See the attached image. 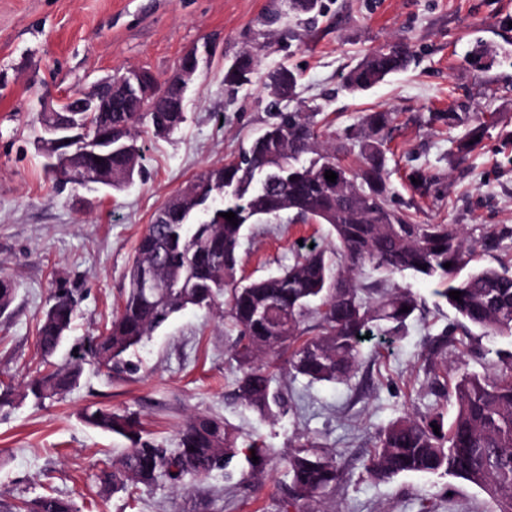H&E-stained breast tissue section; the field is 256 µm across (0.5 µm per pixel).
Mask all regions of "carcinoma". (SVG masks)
Returning a JSON list of instances; mask_svg holds the SVG:
<instances>
[{
    "label": "carcinoma",
    "instance_id": "carcinoma-1",
    "mask_svg": "<svg viewBox=\"0 0 512 512\" xmlns=\"http://www.w3.org/2000/svg\"><path fill=\"white\" fill-rule=\"evenodd\" d=\"M288 9L313 14L321 0H288ZM413 57L410 45L399 41L365 56L345 76L352 92L368 91L387 76L405 69ZM257 53L239 54L224 72V84L234 91L251 81ZM298 77L279 68L268 84L274 101L293 94ZM185 93L176 82L147 112L119 82L112 85V111L89 115L97 136L96 154L76 142L55 143L38 137L47 170L62 185L87 188L102 184L114 190L139 171L142 133L168 134L185 120ZM68 112H41L39 128L65 126ZM448 127H465L449 155L463 160L481 144L488 121H472L467 112H436ZM393 114L368 112L335 137L326 136L316 112H275L264 132L238 157L204 170L172 196L138 240L127 269V290L112 317L107 334L92 348L98 364L109 369L168 318L189 305L211 304L229 293L228 316L238 332L232 352L237 366L236 397L262 415L280 406L282 392L274 384L271 359L289 352L284 369L311 383L347 382L360 362L363 336L377 328L396 335L418 311L411 289L396 281L409 274L434 284L433 294L452 309L459 326L485 335L512 337V275L504 264L475 269L461 280L458 273L474 258L475 248L457 224H417L412 216L390 207L387 180V134ZM350 156L357 167L344 163ZM337 175L335 182L325 172ZM233 212L237 224L221 214ZM288 212L302 221L330 226L335 246L316 247L297 255L294 263L275 274L250 281L236 279L238 250L249 226ZM451 267H444L445 263ZM370 267L383 278L366 281L360 271ZM152 277L161 288H145ZM460 291V300L449 296ZM15 299L12 279L0 277V316ZM408 311H402V308ZM313 314L312 335L299 332ZM75 317L68 293L54 294L39 321L38 347L44 361L52 358L68 336ZM466 346L454 331L430 340L425 374L437 398L454 397L449 419L436 406L426 415H405L378 432L366 464L370 478L392 479L404 473L451 476L490 495L497 512H512V351L497 352L495 370L485 375L460 372L448 386L450 347ZM83 363L73 359L33 375L22 397L37 403L73 390ZM85 422L123 437L117 466L98 476L101 492L115 493L128 485H152L167 480L180 488L184 479L201 480L214 471L228 481L260 480L274 450L259 439L238 443V435L217 416L196 415L179 431L169 448L142 435L132 413L87 408ZM439 433H434L433 426ZM258 457L253 463L252 456ZM288 506L322 501L333 488L337 470L326 449L310 443L284 460ZM16 512H76L74 504L42 495L14 506Z\"/></svg>",
    "mask_w": 512,
    "mask_h": 512
}]
</instances>
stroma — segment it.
I'll use <instances>...</instances> for the list:
<instances>
[{
	"mask_svg": "<svg viewBox=\"0 0 512 512\" xmlns=\"http://www.w3.org/2000/svg\"><path fill=\"white\" fill-rule=\"evenodd\" d=\"M320 15L295 18L285 0H0V274L12 276L16 298L0 317V382L22 390L42 369L37 324L50 296L67 290L76 317L55 357L86 352L120 305L139 237L167 199L206 168L223 164L260 135L270 120L267 77L286 66L300 75L286 111L322 112L332 130L367 112L389 111L393 208L421 224H457L478 243L512 227V0H323ZM222 43L189 84L185 121L165 137L145 134L141 173L118 191L58 188L36 144V117L100 77L142 65L171 77L183 53L211 36ZM411 44L409 66L365 93L344 88L347 72L369 52L395 40ZM258 53L251 83L224 85L225 67L244 50ZM455 110L496 116L481 146L451 161L462 136L430 120ZM431 178L426 194L408 176ZM328 227L290 214L255 225L243 240L238 278L253 280L292 264L302 244L329 247ZM420 306L397 336L374 334L345 384L279 377L285 403L264 417L234 395L230 353L237 332L227 298L172 316L109 371L86 361L79 385L37 404L0 409V502L45 493L71 500L79 512H280L282 460L313 442L332 452L338 478L324 501L330 512H494L490 496L450 476L408 473L371 479L365 464L377 433L397 417L435 403L422 367L428 338L456 316L441 307L431 282L405 276ZM512 338L476 337L452 369L491 372ZM91 404L138 415L147 438L173 443L190 416H218L242 439L258 438L275 454L265 478L227 487L213 472L182 491L167 481L102 494L123 442L88 426Z\"/></svg>",
	"mask_w": 512,
	"mask_h": 512,
	"instance_id": "35a3bbf8",
	"label": "stroma"
}]
</instances>
